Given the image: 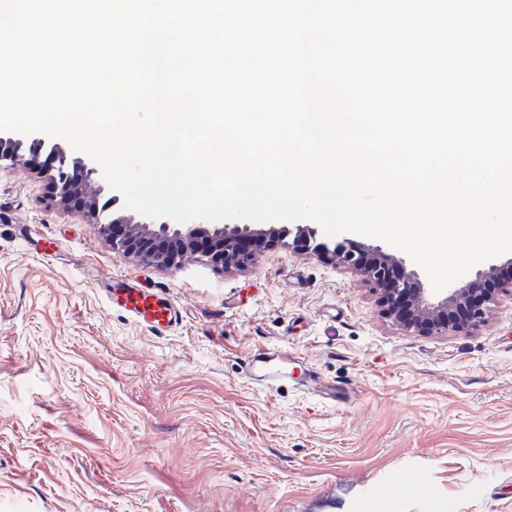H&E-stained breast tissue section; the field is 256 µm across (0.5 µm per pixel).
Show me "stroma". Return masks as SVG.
Returning a JSON list of instances; mask_svg holds the SVG:
<instances>
[{"label":"stroma","instance_id":"35a3bbf8","mask_svg":"<svg viewBox=\"0 0 512 512\" xmlns=\"http://www.w3.org/2000/svg\"><path fill=\"white\" fill-rule=\"evenodd\" d=\"M117 276L179 310L155 336ZM300 360L270 389L259 350ZM423 471L431 492H390ZM0 512H512V298L414 336L372 287L280 242L243 271L113 253L0 163ZM288 352L265 351L251 356L245 365L246 373L252 380L265 381L268 388L277 387V383L283 378L271 370V362L279 360H288Z\"/></svg>","mask_w":512,"mask_h":512}]
</instances>
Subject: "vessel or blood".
<instances>
[{"label":"vessel or blood","mask_w":512,"mask_h":512,"mask_svg":"<svg viewBox=\"0 0 512 512\" xmlns=\"http://www.w3.org/2000/svg\"><path fill=\"white\" fill-rule=\"evenodd\" d=\"M111 300L130 319L158 333L169 330L177 321L173 304L159 293L137 287L129 278L113 279ZM278 357L275 351L251 356L245 365L247 375L265 382L267 387H276L280 377L272 371L271 363Z\"/></svg>","instance_id":"vessel-or-blood-1"}]
</instances>
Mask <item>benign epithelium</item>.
I'll return each instance as SVG.
<instances>
[{"instance_id": "1", "label": "benign epithelium", "mask_w": 512, "mask_h": 512, "mask_svg": "<svg viewBox=\"0 0 512 512\" xmlns=\"http://www.w3.org/2000/svg\"><path fill=\"white\" fill-rule=\"evenodd\" d=\"M97 169L81 161L69 162L66 154L57 156L55 166L42 172L50 184L52 197L63 211L79 213L94 224L112 250L139 263L175 271L191 257L201 265H218L226 270L240 269L250 260L244 243L257 238H273L281 229L253 230L238 224L210 227L205 224H170L160 219L141 221L132 215L114 217L109 206L100 204L101 188L93 176ZM317 231L303 226L295 239L313 244V254L321 260L334 258L362 281L373 285L385 318L401 330L416 336H438L448 332L470 333L487 323L488 313L501 296L512 298V279L503 281L491 293L481 285L497 271L494 265L475 274L465 284H452L429 299L418 274L405 262L381 246L362 253L355 244L329 247L317 241ZM204 238L224 242V255L212 256L200 246Z\"/></svg>"}]
</instances>
